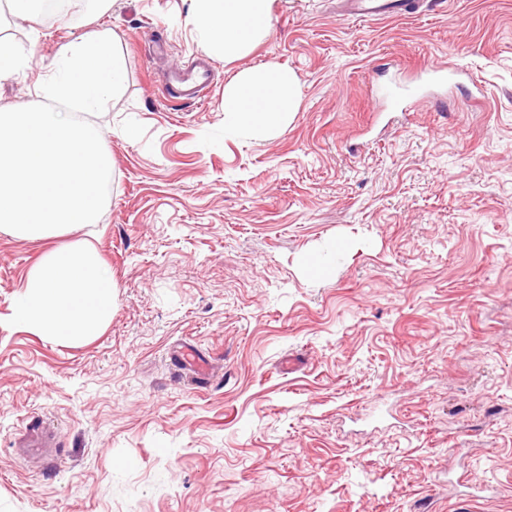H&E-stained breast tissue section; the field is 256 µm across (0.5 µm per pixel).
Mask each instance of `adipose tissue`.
I'll return each mask as SVG.
<instances>
[{"label": "adipose tissue", "instance_id": "1", "mask_svg": "<svg viewBox=\"0 0 512 512\" xmlns=\"http://www.w3.org/2000/svg\"><path fill=\"white\" fill-rule=\"evenodd\" d=\"M187 21L208 51L235 59L267 33L273 0H187ZM298 84L284 66L241 70L224 87V125L267 138L295 112ZM14 321L35 333L71 339L96 335L112 307L111 280L94 248L68 245L46 252L32 268Z\"/></svg>", "mask_w": 512, "mask_h": 512}]
</instances>
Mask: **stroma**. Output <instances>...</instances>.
I'll list each match as a JSON object with an SVG mask.
<instances>
[{"mask_svg":"<svg viewBox=\"0 0 512 512\" xmlns=\"http://www.w3.org/2000/svg\"><path fill=\"white\" fill-rule=\"evenodd\" d=\"M337 4L273 0L250 54L208 56L197 103L160 82L206 56L185 0L9 27L30 55L0 110L95 31L126 81L89 118L112 157L96 223L0 232V512H454L470 492L512 512V0ZM448 63L475 83L424 71ZM275 64L298 81L288 126L225 130V84ZM75 243L112 272L100 332L17 326L30 269ZM28 416L51 454L24 446ZM407 0H342L344 14L367 19L392 18L404 14Z\"/></svg>","mask_w":512,"mask_h":512,"instance_id":"stroma-1","label":"stroma"}]
</instances>
